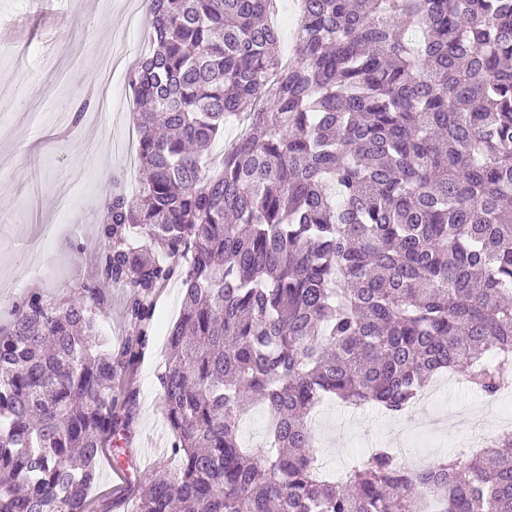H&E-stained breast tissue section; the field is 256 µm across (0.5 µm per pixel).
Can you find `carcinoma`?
<instances>
[{"instance_id":"carcinoma-1","label":"carcinoma","mask_w":512,"mask_h":512,"mask_svg":"<svg viewBox=\"0 0 512 512\" xmlns=\"http://www.w3.org/2000/svg\"><path fill=\"white\" fill-rule=\"evenodd\" d=\"M268 2L149 0L138 192L106 195L71 300L32 290L0 328V512H112L90 490L173 279L168 455L136 512H512V432L417 469L381 446L327 480L309 424L328 397L406 414L447 371L512 386V0H299L286 65ZM114 288L116 353L94 318ZM267 420L265 415L255 409L243 420L241 427L242 443L248 448H261L266 442Z\"/></svg>"}]
</instances>
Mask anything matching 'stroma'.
I'll return each instance as SVG.
<instances>
[{
    "instance_id": "obj_1",
    "label": "stroma",
    "mask_w": 512,
    "mask_h": 512,
    "mask_svg": "<svg viewBox=\"0 0 512 512\" xmlns=\"http://www.w3.org/2000/svg\"><path fill=\"white\" fill-rule=\"evenodd\" d=\"M143 0H48L35 7L31 0H0V28L14 31L0 44V324L9 319L13 304L28 291L41 290L58 301L68 300L75 288L94 274L97 264L98 222L102 200L112 175L122 178L127 191L138 187L139 172L132 118L137 106L124 68L145 48ZM116 52L123 67L112 82L100 74V60ZM92 111L108 107L106 125H71L59 114L73 111L83 98ZM42 122L30 124V114ZM66 195L70 206L59 210L56 199ZM53 232L54 263L39 276L28 274L26 241ZM83 251H76L75 243ZM183 286L171 282L157 298L156 329L149 349L133 375L137 390L130 442L120 465L103 459L97 493L112 500V512H133L136 498L166 450L167 425L160 407L157 379L166 362V325L180 313ZM99 337L119 348L132 332L124 316V291L113 289L95 314ZM485 425L500 415L512 416V393L494 403L459 383L419 402L408 423L451 412L448 430L430 435V460L464 451L471 411ZM312 430L318 456L326 470L342 468L360 451L364 437L376 445H392L395 417L375 407L348 418L342 403L324 400Z\"/></svg>"
}]
</instances>
